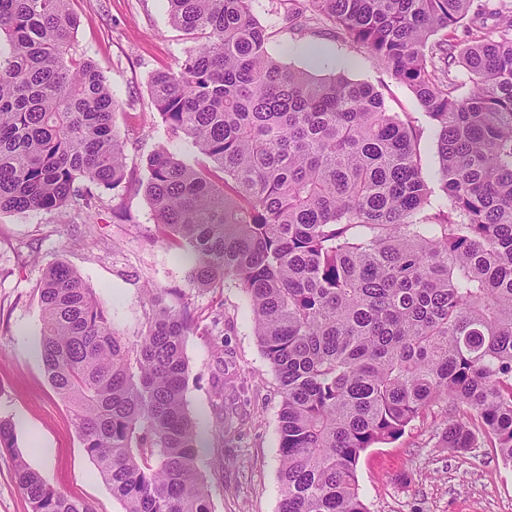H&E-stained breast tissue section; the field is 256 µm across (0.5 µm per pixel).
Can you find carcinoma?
Instances as JSON below:
<instances>
[{
    "label": "carcinoma",
    "instance_id": "obj_1",
    "mask_svg": "<svg viewBox=\"0 0 512 512\" xmlns=\"http://www.w3.org/2000/svg\"><path fill=\"white\" fill-rule=\"evenodd\" d=\"M71 2L0 0V213H89L126 183L116 100L75 51ZM167 2L193 46L153 74L152 104L210 164L162 146L145 194L162 237L189 247L190 285L232 281L250 302L280 383L281 512H367L361 454L442 399L444 446L480 432L512 466V3L470 18L471 0H308L306 21L383 62L435 125L446 204L429 214L421 129L378 90L281 65L251 0ZM39 293L43 367L123 512H212L185 399L202 316L146 288L132 340L62 262ZM227 388L213 408L234 437ZM15 478L32 512H93L20 456Z\"/></svg>",
    "mask_w": 512,
    "mask_h": 512
}]
</instances>
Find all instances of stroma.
Segmentation results:
<instances>
[{"mask_svg": "<svg viewBox=\"0 0 512 512\" xmlns=\"http://www.w3.org/2000/svg\"><path fill=\"white\" fill-rule=\"evenodd\" d=\"M79 17L77 51L99 66L118 103L113 121L126 147L129 187L100 190L96 212L0 213V418L16 439L0 447V512H31L14 477L17 458L55 489L89 502L94 512H122L99 476L39 357L41 304L38 286L51 263L71 267L96 292L126 336L143 323V285L175 289L190 308L217 326L186 338L185 398L200 440L196 466L212 512H280L278 381L255 336L245 294L234 285L205 292L188 284L178 249L156 240V219L145 195L146 160L159 146L199 165L203 158L185 137H171L150 101L159 70L177 68L189 45L171 22L167 0H73ZM306 0H252V13L269 35L268 51L283 66L318 77L341 75L381 89L387 112L422 128V175L439 192L436 129L412 88L376 58L337 41L328 28L302 26ZM235 378L228 396L243 418L242 436H223L213 411L217 373ZM447 402L430 406L398 439L368 448L357 466L368 512H512V466L489 441L445 448L439 436Z\"/></svg>", "mask_w": 512, "mask_h": 512, "instance_id": "35a3bbf8", "label": "stroma"}]
</instances>
